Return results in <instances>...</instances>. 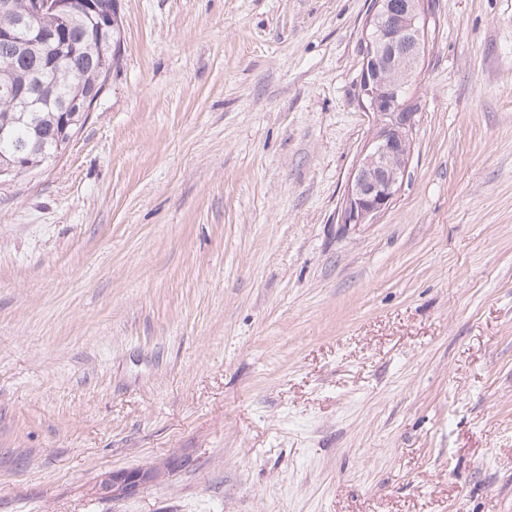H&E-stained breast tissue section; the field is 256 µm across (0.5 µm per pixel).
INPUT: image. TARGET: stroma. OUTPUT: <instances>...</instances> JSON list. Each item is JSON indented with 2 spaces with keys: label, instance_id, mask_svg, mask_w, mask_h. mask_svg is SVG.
<instances>
[{
  "label": "stroma",
  "instance_id": "1",
  "mask_svg": "<svg viewBox=\"0 0 512 512\" xmlns=\"http://www.w3.org/2000/svg\"><path fill=\"white\" fill-rule=\"evenodd\" d=\"M117 6L67 150L0 180V512H512V0H431L357 226L370 0ZM143 479L141 472H112L101 474L95 484L101 497L119 498L133 492Z\"/></svg>",
  "mask_w": 512,
  "mask_h": 512
}]
</instances>
